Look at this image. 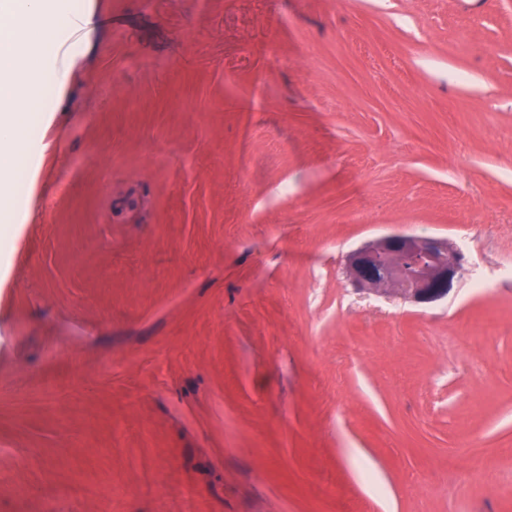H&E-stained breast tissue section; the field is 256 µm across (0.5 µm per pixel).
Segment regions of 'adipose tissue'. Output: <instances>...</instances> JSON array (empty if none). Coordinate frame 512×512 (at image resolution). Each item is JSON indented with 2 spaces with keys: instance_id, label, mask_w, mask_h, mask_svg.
<instances>
[{
  "instance_id": "obj_1",
  "label": "adipose tissue",
  "mask_w": 512,
  "mask_h": 512,
  "mask_svg": "<svg viewBox=\"0 0 512 512\" xmlns=\"http://www.w3.org/2000/svg\"><path fill=\"white\" fill-rule=\"evenodd\" d=\"M73 21L72 0H0V239L11 233L13 192L32 151L23 132L43 112L46 75L34 62Z\"/></svg>"
}]
</instances>
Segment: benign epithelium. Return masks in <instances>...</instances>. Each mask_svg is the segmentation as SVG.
Masks as SVG:
<instances>
[{"mask_svg": "<svg viewBox=\"0 0 512 512\" xmlns=\"http://www.w3.org/2000/svg\"><path fill=\"white\" fill-rule=\"evenodd\" d=\"M464 263V254L447 241L404 233L385 235L347 257L358 289L381 295L396 291L416 304L447 297Z\"/></svg>", "mask_w": 512, "mask_h": 512, "instance_id": "1", "label": "benign epithelium"}]
</instances>
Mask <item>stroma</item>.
<instances>
[{"instance_id":"1","label":"stroma","mask_w":512,"mask_h":512,"mask_svg":"<svg viewBox=\"0 0 512 512\" xmlns=\"http://www.w3.org/2000/svg\"><path fill=\"white\" fill-rule=\"evenodd\" d=\"M74 8L0 248V512H512V0ZM391 233L464 253L448 298L354 289Z\"/></svg>"}]
</instances>
